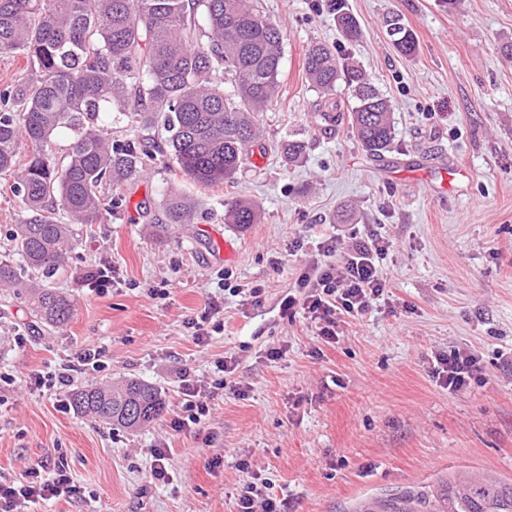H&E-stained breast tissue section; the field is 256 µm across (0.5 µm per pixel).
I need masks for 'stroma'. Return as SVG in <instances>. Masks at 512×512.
<instances>
[{
	"mask_svg": "<svg viewBox=\"0 0 512 512\" xmlns=\"http://www.w3.org/2000/svg\"><path fill=\"white\" fill-rule=\"evenodd\" d=\"M257 5L284 33L280 92L260 117L266 155L208 187L156 155L122 186V210L76 225L78 246L52 279L75 303L65 326L38 323L0 288V374L14 379L0 387V475L64 466L76 491L51 512H236L256 477L285 512H364L438 494L460 474L512 482V0H346L364 33L355 43L326 0ZM392 14L414 32L413 55L392 47ZM314 42L350 57L390 99L395 140L382 157L348 126L316 128L302 70ZM288 138L307 145L292 164L277 153ZM173 192L196 198L195 223H166ZM239 195L260 223H225ZM344 209L351 222L336 223ZM360 233L390 241L392 289L361 317L337 316L328 343L280 302L313 265H343ZM228 241L238 249L229 260ZM101 267L115 281L99 293L86 275ZM213 305L197 340L191 324ZM88 345L107 367L75 374V385L138 378L160 391L159 420L105 426L67 405V390L27 385ZM454 347L477 357L482 379L451 393L434 364ZM224 357L242 396L215 394L200 431L173 430L182 370L207 386ZM156 448L167 451L164 482L150 478Z\"/></svg>",
	"mask_w": 512,
	"mask_h": 512,
	"instance_id": "35a3bbf8",
	"label": "stroma"
}]
</instances>
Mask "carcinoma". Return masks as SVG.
<instances>
[{
	"label": "carcinoma",
	"instance_id": "carcinoma-1",
	"mask_svg": "<svg viewBox=\"0 0 512 512\" xmlns=\"http://www.w3.org/2000/svg\"><path fill=\"white\" fill-rule=\"evenodd\" d=\"M343 38L363 36L345 0L328 4ZM395 50L416 52L401 17L386 20ZM0 51L23 61L22 77L0 89V175L13 177V196L25 213L15 225L20 262L0 261V288L28 299L35 318L66 325L74 305L49 283L77 248L75 224H94L122 203L120 189L141 176L145 159L171 157L193 182L233 179L254 150L265 149L260 113L279 94L283 31L255 0H0ZM304 76L321 101L319 125L349 120L371 156L389 151L393 105L371 79L336 51L315 44L305 53ZM235 90L224 94V76ZM354 99L349 116L333 100L339 83ZM127 118L129 138L112 142L103 121ZM73 134L63 155L54 139ZM25 143L28 152L20 154ZM304 142L287 140L282 160L297 161ZM168 224H191L197 203L171 193L163 201ZM260 213L239 196L224 223L257 224ZM77 413L134 430L160 419L165 402L138 379L73 389ZM394 497L364 512H421ZM444 512H512V484L461 477L448 485Z\"/></svg>",
	"mask_w": 512,
	"mask_h": 512
}]
</instances>
